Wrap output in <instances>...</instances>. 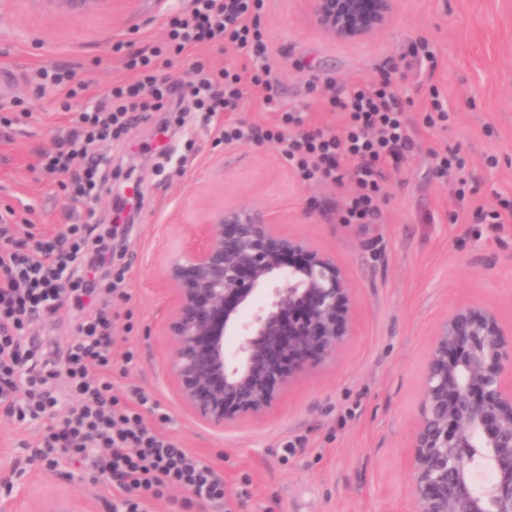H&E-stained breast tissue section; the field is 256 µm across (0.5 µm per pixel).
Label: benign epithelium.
Listing matches in <instances>:
<instances>
[{"instance_id": "benign-epithelium-1", "label": "benign epithelium", "mask_w": 512, "mask_h": 512, "mask_svg": "<svg viewBox=\"0 0 512 512\" xmlns=\"http://www.w3.org/2000/svg\"><path fill=\"white\" fill-rule=\"evenodd\" d=\"M66 13L112 10V0H47ZM313 26L342 43L393 22L398 0H304ZM174 304L165 323L169 371L197 421L226 431L266 419L286 390L336 364L354 334L356 299L344 267L278 230L264 208L211 210L169 260ZM494 479L479 485L473 470ZM413 512H512V323L464 302L440 318L424 370L407 460ZM0 512H91L29 492Z\"/></svg>"}]
</instances>
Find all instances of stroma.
Wrapping results in <instances>:
<instances>
[{"mask_svg":"<svg viewBox=\"0 0 512 512\" xmlns=\"http://www.w3.org/2000/svg\"><path fill=\"white\" fill-rule=\"evenodd\" d=\"M189 0H112L108 12L65 15L42 0H0V69L18 80L0 103V210L19 224L54 234L68 224L69 201L35 166L67 131L68 110L92 108L112 85L129 80L115 42L134 49L162 46L169 15ZM261 23L275 99L309 116L311 125L341 129L329 111L342 86L390 74L410 99L415 149L388 170L382 217L342 224L341 190L304 183L277 143H221L225 124L268 127L279 115L263 103L267 91L245 84L235 112L196 129L187 147L184 128L159 133L162 113L133 121L122 142L98 152L125 175L95 201L96 221L108 224L116 200L132 194L140 206L120 225L114 254L129 268V302L112 304V378L121 388L150 392L174 418L171 435L210 463L224 481L235 512H410L406 458L418 414L424 369L436 321L465 301L495 307L512 322V219L479 224L476 207L512 201V0H399L395 22L377 37L332 41L309 24L304 0H265ZM431 49L434 71L403 68L402 58ZM215 67L248 61L231 45L186 51L169 68L185 78L192 62ZM72 71L67 87H43L44 71ZM87 80L88 89L77 86ZM451 110L447 129L424 123L431 89ZM458 148L470 184L458 200L449 181L433 177V154ZM270 210L280 231L306 238L347 269L355 292L357 327L335 366L290 388L265 420L217 433L181 404L168 371L165 286L169 258L206 213L219 207ZM133 330H126V322ZM136 360L124 364L127 348ZM42 422L18 424L0 412V494L25 484L33 499L67 494L112 512V486L88 463H65L48 473L27 465L24 443ZM294 442L283 452L284 442Z\"/></svg>","mask_w":512,"mask_h":512,"instance_id":"obj_1","label":"stroma"}]
</instances>
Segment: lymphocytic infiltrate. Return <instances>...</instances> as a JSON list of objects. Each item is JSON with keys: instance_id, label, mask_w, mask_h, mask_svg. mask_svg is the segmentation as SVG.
I'll use <instances>...</instances> for the list:
<instances>
[{"instance_id": "f902f5d3", "label": "lymphocytic infiltrate", "mask_w": 512, "mask_h": 512, "mask_svg": "<svg viewBox=\"0 0 512 512\" xmlns=\"http://www.w3.org/2000/svg\"><path fill=\"white\" fill-rule=\"evenodd\" d=\"M264 0H191L187 12L172 16L164 48L152 55L125 53L133 82L113 87L108 98L74 113L55 151L44 155L41 171L60 181L74 208L63 234L26 241L0 215V404L18 422L44 420L28 462L55 470L65 459L92 461L112 478V512H146L145 499H162L171 489L190 491L180 504L196 502L224 509V482L214 467L169 435L173 418L138 387L116 392L112 382V310L100 308L78 321L76 337L64 352L48 349L31 336L34 326L64 305L83 309L96 295L120 292L126 269L114 265L93 222L82 213L107 188L96 145L120 138L131 112H159L173 98H190L203 122L240 107L242 77L194 62L186 79L173 82L157 69L161 54L230 44L256 69L255 85H267L270 69L260 27ZM343 113V131L305 129L297 110H282L278 126H228L225 143L251 140L284 144L283 155L304 182L331 183L345 191L339 221L371 224L381 215L387 167H399L414 148L412 122L389 77L352 84L329 100Z\"/></svg>"}]
</instances>
